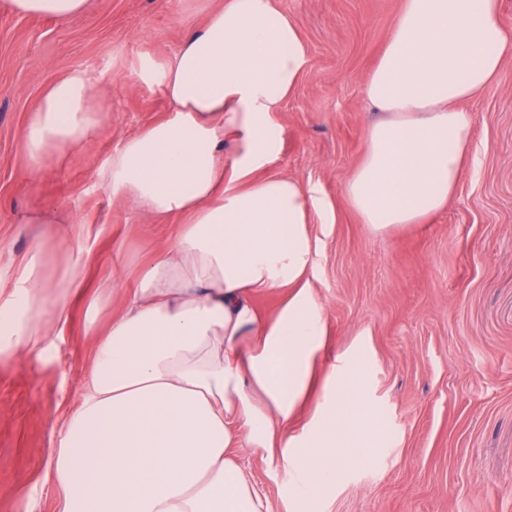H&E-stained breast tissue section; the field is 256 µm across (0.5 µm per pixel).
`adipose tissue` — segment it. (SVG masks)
Masks as SVG:
<instances>
[{"label":"adipose tissue","instance_id":"obj_1","mask_svg":"<svg viewBox=\"0 0 512 512\" xmlns=\"http://www.w3.org/2000/svg\"><path fill=\"white\" fill-rule=\"evenodd\" d=\"M19 15L66 19L88 0H0ZM500 0H403L364 86L382 117L341 194L373 231L443 211L473 142L467 101L499 81L512 33ZM309 62L277 0H223L161 68H142L167 97V116L125 138L98 180L151 219L178 217L172 239L135 287L113 274L91 315L122 295L124 311L97 334L75 410L51 452L47 479L60 512H301L373 461L385 430L366 396L361 360L331 373L300 434L289 426L310 394L326 345L324 306L309 272L310 226L331 204L298 179L272 174L274 121ZM83 70L55 80L30 113L24 148L38 180L106 122ZM90 252L66 235L35 240L21 264L0 263V363L50 355L83 287ZM63 258L60 277L47 272ZM281 292L273 313L256 295ZM293 470L301 494L273 509L246 455Z\"/></svg>","mask_w":512,"mask_h":512}]
</instances>
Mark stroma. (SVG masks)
I'll return each instance as SVG.
<instances>
[{
    "mask_svg": "<svg viewBox=\"0 0 512 512\" xmlns=\"http://www.w3.org/2000/svg\"><path fill=\"white\" fill-rule=\"evenodd\" d=\"M221 0H89L69 19L0 6V259L21 262L59 224H28L42 208L89 239L84 288L125 273L127 284L174 235L177 218L148 221L97 184L96 169L124 138L163 119L159 85L136 79L164 63ZM402 0H278L298 25L309 63L275 120L273 173L312 186L335 212L315 224L312 288L325 307L330 373L365 347L366 391L388 434L370 463L351 468L313 512H512V58L503 77L467 102L474 136L446 210L421 224L372 232L340 195L380 117L362 86ZM91 78L108 121L64 163L28 178L27 117L71 69ZM83 299L49 357L0 364V512H59L45 479L59 429L77 407L94 339Z\"/></svg>",
    "mask_w": 512,
    "mask_h": 512,
    "instance_id": "stroma-1",
    "label": "stroma"
}]
</instances>
